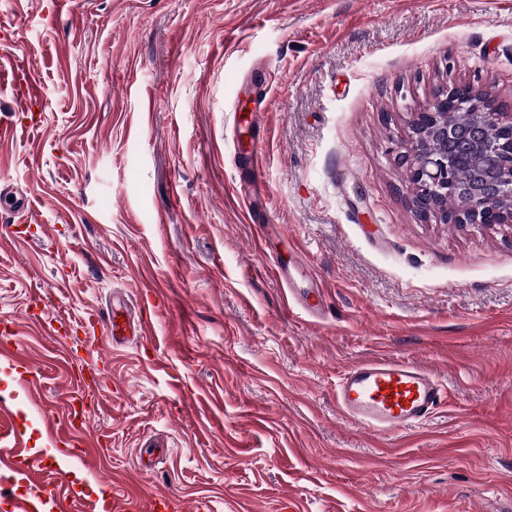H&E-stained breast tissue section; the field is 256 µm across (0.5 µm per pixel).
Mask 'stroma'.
<instances>
[{"label": "stroma", "instance_id": "obj_1", "mask_svg": "<svg viewBox=\"0 0 512 512\" xmlns=\"http://www.w3.org/2000/svg\"><path fill=\"white\" fill-rule=\"evenodd\" d=\"M51 2L0 0V64L45 92L31 114L0 87V120L35 123L0 141V198L31 204L0 207V412L24 433L0 512L47 484L74 512H512V224L422 219L398 161L444 86L512 112V0ZM120 305L148 335L84 331ZM88 349L108 369L79 439L104 451L52 471L41 415L68 417ZM375 358L446 402L405 433L349 420L336 382Z\"/></svg>", "mask_w": 512, "mask_h": 512}]
</instances>
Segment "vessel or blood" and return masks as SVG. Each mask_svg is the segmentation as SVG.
<instances>
[{
	"label": "vessel or blood",
	"mask_w": 512,
	"mask_h": 512,
	"mask_svg": "<svg viewBox=\"0 0 512 512\" xmlns=\"http://www.w3.org/2000/svg\"><path fill=\"white\" fill-rule=\"evenodd\" d=\"M8 82L24 103L26 111H34L44 101V94L21 66L0 71V83ZM147 317L137 322L119 321L118 317L93 318L92 332L101 338L141 336ZM447 395L445 386L429 371L410 362L377 359L359 362L340 376L336 385V402L343 414L376 433H401L413 429L436 411ZM42 427L46 437L60 451L76 444L73 431L44 414Z\"/></svg>",
	"instance_id": "obj_1"
}]
</instances>
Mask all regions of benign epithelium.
I'll return each mask as SVG.
<instances>
[{"mask_svg":"<svg viewBox=\"0 0 512 512\" xmlns=\"http://www.w3.org/2000/svg\"><path fill=\"white\" fill-rule=\"evenodd\" d=\"M492 125L497 136L470 141L471 150L488 156L493 170H473L463 177L456 158L446 149H413L399 156L413 190L412 202L423 217L444 224L512 223V112L496 110L492 96L469 85H454L435 93L430 105L414 115V141L448 143L462 123Z\"/></svg>","mask_w":512,"mask_h":512,"instance_id":"1","label":"benign epithelium"}]
</instances>
